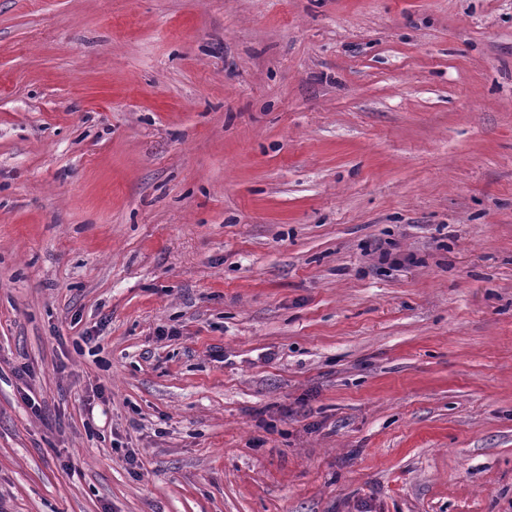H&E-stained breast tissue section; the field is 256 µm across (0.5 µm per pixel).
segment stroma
<instances>
[{"label":"stroma","instance_id":"35a3bbf8","mask_svg":"<svg viewBox=\"0 0 512 512\" xmlns=\"http://www.w3.org/2000/svg\"><path fill=\"white\" fill-rule=\"evenodd\" d=\"M0 512H512V0H0Z\"/></svg>","mask_w":512,"mask_h":512}]
</instances>
